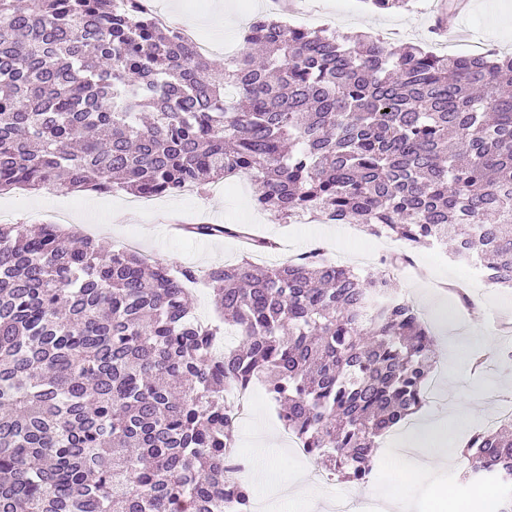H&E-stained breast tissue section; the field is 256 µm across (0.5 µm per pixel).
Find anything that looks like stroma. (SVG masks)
Instances as JSON below:
<instances>
[{"label":"stroma","mask_w":512,"mask_h":512,"mask_svg":"<svg viewBox=\"0 0 512 512\" xmlns=\"http://www.w3.org/2000/svg\"><path fill=\"white\" fill-rule=\"evenodd\" d=\"M269 0H158L168 13L183 17H204L211 14L218 4L230 7L237 21L225 27L223 43L242 46L249 15H278L280 20L293 25L306 24L310 28H327L340 34L357 33L378 36L390 46L405 43L417 44L438 54L451 53V46L433 38L430 30L434 25L432 8H414L410 11L379 13L369 9L364 0H355L352 8L337 12L334 0H323L324 11L315 19L303 20L306 0H290L288 10H273ZM465 13L454 16L465 37L459 51L472 54L494 47L512 54V0H470ZM256 185L249 178H241L226 193H214L205 188L186 198L180 195L157 198L149 205L133 207L125 191L117 190L98 195L90 191L65 192L55 188L35 193L13 190L0 194V209L11 211L15 224H45L60 207L71 209V224L81 233L96 237L105 249L120 248L136 243L138 249L152 258L163 261L169 267L191 266L206 270L216 263H230L240 256L241 243L234 237L190 238L170 232L173 224H228L242 226L254 235L275 239L277 252L267 255V263L287 260L289 254L322 248L326 261H335L338 252L354 253L353 243L346 235L343 224H317L307 220L300 224H281L271 213L262 211L254 204ZM458 261L450 248H443L437 259L426 258L421 262L422 275L409 277L396 275L395 286L405 299L423 310L431 325L448 320L456 331H470L473 355L494 352L500 346H512V337L498 335L494 322L500 317L512 318V288H493L481 277H474L469 286L482 315L473 310L458 307L455 302L444 301L436 284L439 280H457ZM439 385L436 398L420 410L423 419H439L448 410V394H457L478 403L486 401L490 389L500 388L502 381L512 380V360L495 359L486 363L482 371L463 369L458 365L447 366L436 362L430 374ZM280 429L277 411L266 398L254 402L246 420L235 432L236 447L245 449L257 467L252 481L253 490H262L266 481L279 475V461L267 456L265 449L253 440L259 429ZM400 431L390 433L375 451L376 469L370 480L355 484L335 477L330 492L333 495L351 493L368 499H376L385 486L397 480L396 466L389 450L393 441L399 440ZM465 460H457L445 470L415 480L408 489L412 512H483L482 501L493 499L496 489L492 486H475L461 481L460 473Z\"/></svg>","instance_id":"35a3bbf8"}]
</instances>
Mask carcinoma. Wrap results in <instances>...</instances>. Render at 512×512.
<instances>
[{"label":"carcinoma","mask_w":512,"mask_h":512,"mask_svg":"<svg viewBox=\"0 0 512 512\" xmlns=\"http://www.w3.org/2000/svg\"><path fill=\"white\" fill-rule=\"evenodd\" d=\"M139 2L0 0V191L153 198L245 175L286 223L313 214L415 247L449 234L484 282L512 288L511 55L262 17L221 64ZM73 239L0 224V512H250L224 468L225 392L262 383L304 452L358 482L426 402L436 335L386 269L244 256L204 272L219 320L203 324L194 268ZM226 324L240 340L219 352ZM462 455L512 512V420Z\"/></svg>","instance_id":"carcinoma-1"}]
</instances>
